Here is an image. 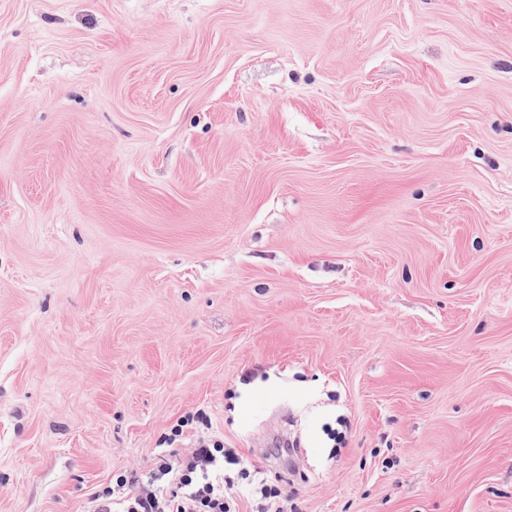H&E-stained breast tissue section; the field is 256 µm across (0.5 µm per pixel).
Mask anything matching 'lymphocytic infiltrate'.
<instances>
[{"mask_svg": "<svg viewBox=\"0 0 512 512\" xmlns=\"http://www.w3.org/2000/svg\"><path fill=\"white\" fill-rule=\"evenodd\" d=\"M250 476L223 440L202 434L191 455L163 459L147 484L119 472L94 496L88 512H237L238 481Z\"/></svg>", "mask_w": 512, "mask_h": 512, "instance_id": "lymphocytic-infiltrate-1", "label": "lymphocytic infiltrate"}]
</instances>
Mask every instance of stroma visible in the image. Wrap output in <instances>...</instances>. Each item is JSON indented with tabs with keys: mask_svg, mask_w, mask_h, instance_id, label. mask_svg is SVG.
<instances>
[{
	"mask_svg": "<svg viewBox=\"0 0 512 512\" xmlns=\"http://www.w3.org/2000/svg\"><path fill=\"white\" fill-rule=\"evenodd\" d=\"M196 411L288 512H512V0H0V512Z\"/></svg>",
	"mask_w": 512,
	"mask_h": 512,
	"instance_id": "stroma-1",
	"label": "stroma"
}]
</instances>
